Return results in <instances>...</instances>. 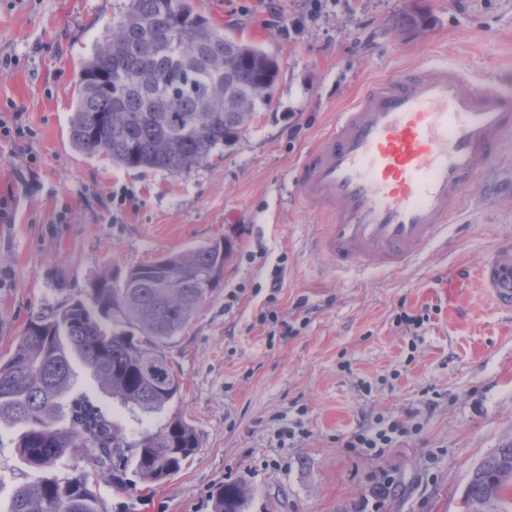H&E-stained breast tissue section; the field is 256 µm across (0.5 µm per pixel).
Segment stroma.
Returning a JSON list of instances; mask_svg holds the SVG:
<instances>
[{
  "instance_id": "stroma-1",
  "label": "stroma",
  "mask_w": 512,
  "mask_h": 512,
  "mask_svg": "<svg viewBox=\"0 0 512 512\" xmlns=\"http://www.w3.org/2000/svg\"><path fill=\"white\" fill-rule=\"evenodd\" d=\"M130 0H0V106L26 138L0 139V359L35 316L83 299L92 280L227 239L224 280L164 352L184 381L164 410H130L73 360L76 394L125 432L181 417L200 447L164 483L130 476L93 488L107 512H213L225 483L250 489L246 512H377L374 484L394 485L378 512H460L472 468L512 443V313L481 291L480 266L512 238V203L470 184L465 207L401 270H341L321 258L324 226L292 198L312 144L375 80L453 65L512 75V0H192L226 34L277 63L269 102L209 161L174 177L77 151L69 122L83 61ZM422 14L425 25L407 26ZM131 198L118 209L114 198ZM464 267L469 290L447 304L434 276ZM281 287L271 290L273 275ZM423 317L399 325L400 314ZM401 422L382 458L345 441L378 420ZM0 427V512L42 478Z\"/></svg>"
}]
</instances>
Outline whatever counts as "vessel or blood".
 Returning <instances> with one entry per match:
<instances>
[{"instance_id":"b4317fda","label":"vessel or blood","mask_w":512,"mask_h":512,"mask_svg":"<svg viewBox=\"0 0 512 512\" xmlns=\"http://www.w3.org/2000/svg\"><path fill=\"white\" fill-rule=\"evenodd\" d=\"M512 132V93L448 66L369 84L308 153L294 197L322 217L320 253L337 268L398 270L447 233L472 182ZM487 297L512 311V240L479 270ZM466 274L444 272L448 302Z\"/></svg>"}]
</instances>
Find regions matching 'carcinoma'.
I'll return each mask as SVG.
<instances>
[{
    "label": "carcinoma",
    "mask_w": 512,
    "mask_h": 512,
    "mask_svg": "<svg viewBox=\"0 0 512 512\" xmlns=\"http://www.w3.org/2000/svg\"><path fill=\"white\" fill-rule=\"evenodd\" d=\"M277 64L255 45L224 36L191 0H131L124 16L81 67L70 136L91 156L132 169L189 172L247 130L270 96ZM232 245L216 240L182 254L101 276L88 301L29 322L0 360V425H24L23 462L48 469L67 454L88 456L98 478L117 489L128 469L145 483L179 472L200 442L175 418L135 438L84 396L70 395L80 359L122 405L158 412L183 383L163 347L180 335L224 279ZM247 485L213 494L214 512H245ZM512 444L471 472L463 512H509ZM9 512H105L85 476H46L18 486Z\"/></svg>",
    "instance_id": "1"
}]
</instances>
